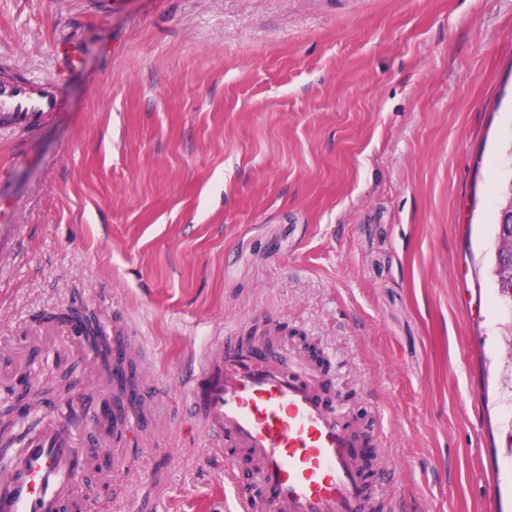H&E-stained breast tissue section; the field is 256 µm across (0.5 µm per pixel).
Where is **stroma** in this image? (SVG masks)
<instances>
[{
    "label": "stroma",
    "instance_id": "1",
    "mask_svg": "<svg viewBox=\"0 0 512 512\" xmlns=\"http://www.w3.org/2000/svg\"><path fill=\"white\" fill-rule=\"evenodd\" d=\"M0 59L55 86L0 127V402L62 365L46 314L121 318L149 411L77 436L79 512H238L184 412L218 336L315 345L402 512H512V0H0ZM496 233H498L502 244L507 241L511 243L510 249L503 248L501 253L504 266H508L512 263V212H504L500 208Z\"/></svg>",
    "mask_w": 512,
    "mask_h": 512
}]
</instances>
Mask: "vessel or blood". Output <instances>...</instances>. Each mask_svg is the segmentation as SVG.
I'll return each instance as SVG.
<instances>
[{
  "mask_svg": "<svg viewBox=\"0 0 512 512\" xmlns=\"http://www.w3.org/2000/svg\"><path fill=\"white\" fill-rule=\"evenodd\" d=\"M60 105L50 85L0 78L1 124L29 128ZM283 342L276 324L247 341L218 338L220 353H206L184 386L188 410L213 444L258 463L257 491L238 495L240 512H378L361 462L372 434L316 389L319 366L306 373L290 366ZM85 415L75 401L28 439L0 480V512H54L61 487L80 484L87 459L75 435Z\"/></svg>",
  "mask_w": 512,
  "mask_h": 512,
  "instance_id": "b4317fda",
  "label": "vessel or blood"
}]
</instances>
